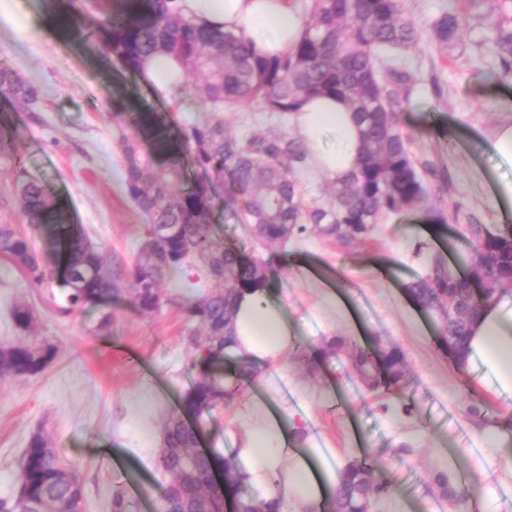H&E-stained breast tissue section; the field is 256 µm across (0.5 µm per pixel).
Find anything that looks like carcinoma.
Segmentation results:
<instances>
[{
    "label": "carcinoma",
    "instance_id": "1",
    "mask_svg": "<svg viewBox=\"0 0 512 512\" xmlns=\"http://www.w3.org/2000/svg\"><path fill=\"white\" fill-rule=\"evenodd\" d=\"M303 2L309 21L302 39L288 53L272 57L258 53L249 38L196 24L184 16L179 0H102L94 13L62 18L63 26L117 55L142 78L152 57H169L182 74L195 75L190 91L212 113L205 123L180 128L176 138L170 133L171 118L162 113L140 116L132 134L118 124L127 191L146 219V242L126 271L105 263L99 245L71 223L46 183L27 174L13 140L0 128V157L18 174L16 198L23 222L50 230L54 244L50 263L25 234L0 224V255L37 285L60 282L65 288L63 312L127 294L140 312L154 313L169 303L160 289L167 275L197 262L207 272L209 291L180 304L184 320L207 331L203 341L190 337L199 377L181 409L167 417L162 432L159 466L171 476L166 494L179 512H224L231 498L234 512L280 509L274 501L238 496L243 480L234 457L198 447L202 419L242 396L245 385L258 375L252 365L239 361L233 381H224V374L217 372L231 356L236 301L248 288L276 287L268 264L215 239L206 221L213 195L223 192L226 208L252 234L278 248L291 238H303L311 228L351 246L364 241L384 216L429 201L410 154L411 135L399 117L418 85L397 61V53L418 43L402 0ZM466 2L473 10L470 18L492 34L494 65L488 74L498 82L512 81V0ZM468 19L453 11L442 13L432 24L434 38L446 46L455 44ZM190 91L182 83L169 98L178 103ZM327 95L340 98L353 112L361 127L360 155L348 175L332 181L331 201L308 208L297 179L308 169L305 143L296 137L230 136L224 113L258 105L265 112L294 117L304 100ZM0 97L23 102L30 119L41 122V89L6 66L0 67ZM187 157L204 178L188 179ZM468 230L474 248L468 273H454L440 255L430 254L427 274L406 286L423 309H455L441 324L437 341L458 367L465 362L472 325L481 311L512 286V225L475 223ZM346 346L344 338L334 336L313 351L297 349L295 358L314 373ZM53 358L49 346L3 344L0 377L35 374ZM351 359L370 390L401 396L405 357L399 348L357 349ZM71 470L46 436L33 434L19 492L0 499V512H51L60 507L83 512V486L71 480ZM435 481L444 495L464 496L448 473H438ZM390 493L389 483L376 477L372 465L356 459L340 470L332 499L310 506L309 512H366Z\"/></svg>",
    "mask_w": 512,
    "mask_h": 512
}]
</instances>
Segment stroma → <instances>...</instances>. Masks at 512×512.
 <instances>
[{"instance_id":"stroma-1","label":"stroma","mask_w":512,"mask_h":512,"mask_svg":"<svg viewBox=\"0 0 512 512\" xmlns=\"http://www.w3.org/2000/svg\"><path fill=\"white\" fill-rule=\"evenodd\" d=\"M403 3L419 40L399 59L419 88L400 119L413 136L415 161L434 168L424 177L432 202L387 215L355 246L312 232L283 252L256 240L221 200L211 203L208 219L216 239L246 246L270 264L274 297L299 344L317 347L340 336L349 347L315 374L285 351L205 424L202 445L234 454L260 409L294 417L306 447L322 449L338 464L368 456L376 475L395 485L377 512H512V396L458 369L437 345L436 315L419 308L405 290L425 274L427 253L452 265L467 261V224H501L508 206L493 188L512 180V166L480 141L512 122V82L490 83L477 75L491 60L486 29H466L451 47L436 43L433 20L445 10H462L461 0ZM1 64L42 91L37 124L26 105L0 99V115L26 170L52 188L72 223L101 246L106 263L131 266L145 220L127 193L112 103H129L122 120L129 127L141 112H172L179 126L205 121L208 112L189 95L172 108L116 56L48 23L41 0H0ZM227 130L237 136L296 134L294 120L254 107L233 114ZM455 205L457 220L439 226L437 215ZM161 289L172 304L144 314L129 299L115 301L111 329L101 334L95 329L99 309L62 313L57 283L33 285L0 256V344L55 350L36 374L0 377V498L15 494L24 452L40 431L78 472L85 512H111L113 489L133 485L140 488L131 497L133 512H176L164 494L167 477L158 450L163 419L179 409L197 379L191 333L179 308L195 292L178 275ZM19 307L30 312L29 327L16 321ZM368 346L403 350L402 397L409 413L395 411V396L370 392L361 383L351 351ZM440 471L465 486L466 499L442 495L434 482Z\"/></svg>"}]
</instances>
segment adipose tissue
Wrapping results in <instances>:
<instances>
[{
    "mask_svg": "<svg viewBox=\"0 0 512 512\" xmlns=\"http://www.w3.org/2000/svg\"><path fill=\"white\" fill-rule=\"evenodd\" d=\"M187 15L251 38L257 49L277 56L293 47L304 31L301 13L292 0H181ZM299 137L313 150L315 168L335 179L353 170L360 128L352 112L338 98L306 100L295 118ZM335 133L338 145L322 146L326 133ZM237 351L256 365L278 359L293 343L281 303L267 288L245 291L237 300ZM468 363H480L499 393L512 394V300L488 307L474 327ZM319 460L312 471L295 448V436L276 417L257 415L237 457L246 484L261 499L293 503L298 512L329 499L336 490L339 469L321 449L311 451Z\"/></svg>",
    "mask_w": 512,
    "mask_h": 512,
    "instance_id": "1",
    "label": "adipose tissue"
}]
</instances>
